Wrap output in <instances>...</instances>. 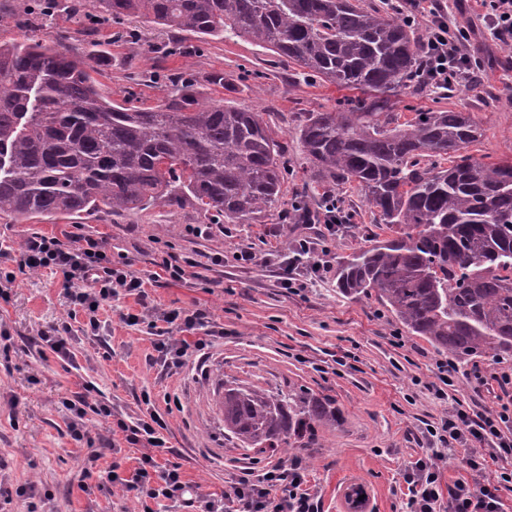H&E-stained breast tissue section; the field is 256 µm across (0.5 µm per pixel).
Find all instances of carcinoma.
<instances>
[{
	"instance_id": "obj_1",
	"label": "carcinoma",
	"mask_w": 512,
	"mask_h": 512,
	"mask_svg": "<svg viewBox=\"0 0 512 512\" xmlns=\"http://www.w3.org/2000/svg\"><path fill=\"white\" fill-rule=\"evenodd\" d=\"M174 32L244 37L302 73L358 90L300 129L312 189L353 183L391 232L343 260L336 287L375 297L406 331L458 360L512 357V161L467 153L465 112L386 111L422 63L414 25L364 0H97ZM0 215H114L191 198L245 224L282 208L275 140L248 106L201 103L186 80L148 109L98 92L87 63L44 40L0 45ZM333 401L303 389L224 388V435L277 453L319 447Z\"/></svg>"
}]
</instances>
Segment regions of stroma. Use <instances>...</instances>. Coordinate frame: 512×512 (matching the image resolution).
Instances as JSON below:
<instances>
[{"label":"stroma","instance_id":"obj_1","mask_svg":"<svg viewBox=\"0 0 512 512\" xmlns=\"http://www.w3.org/2000/svg\"><path fill=\"white\" fill-rule=\"evenodd\" d=\"M81 2V8L45 16L33 10L31 0H0V44L26 35L54 41L93 66L105 98L128 108L155 105L166 97L171 82L182 77L193 82L199 101L255 108L284 147L283 198L299 200L304 167L299 130L309 113L332 109L349 98V90L305 78L291 61L246 39L203 40L184 32L177 37L190 50L180 54L172 48L177 38L172 32L131 17L116 16L111 24L95 27L87 21L93 0ZM445 4L451 20L474 31L471 50L485 64L479 81L449 93L415 81L391 96V109L406 119L429 108L471 113L482 135L468 154L510 161L512 53L484 34L475 0ZM332 195L351 216L328 242L329 260L335 265L386 237L387 230L354 185L338 184ZM206 223L210 237L189 235V228ZM77 226L101 239L107 253L131 261L146 279L152 305L208 308L224 326L223 344L197 369L160 377L151 362L152 335L121 320L122 314L139 312L140 307L134 297L122 296L103 303L98 334L85 331L82 321H71L74 364L42 347L40 332L68 319L67 285L61 273L50 269L17 272V262L30 233L60 237ZM296 233L291 222L276 214L248 224L214 225L189 199L175 206L160 200L147 210L121 216L99 210L21 223L0 216V251L9 254L4 266L17 273L9 301L0 300V323L11 333L9 346L0 345V486L35 484L39 491L52 493L53 512H137L135 493L115 488L90 496L80 487L82 466L91 454L99 456L98 469L117 462L125 474L141 455L139 447L125 443L122 433L113 432L111 421L93 414L86 417L92 444L71 439L62 401L84 394L90 383L93 398L111 401L127 418L140 415L137 397L142 389H151L159 399L179 392L183 408L167 418L172 452L158 462L180 464L185 481L223 499L231 481L244 470L260 469L272 457L225 438L217 394L228 385L269 391L295 386L330 396L338 410V424L322 430L320 447L306 461L319 512H336V487L346 479L372 488L374 512H406L403 473L432 451L424 435L427 424L440 421L456 401L488 405L495 397L512 396V383L496 380L498 374H512V358L456 363L452 402L436 399L427 385L447 355L409 335L375 299L337 294L332 272L320 286L291 294L277 286L263 264L243 268L233 258L246 247L260 254L284 247ZM168 242L180 253H223L224 263L184 282L166 280L160 262ZM477 370L490 378L481 389L473 379ZM116 444L121 453H113Z\"/></svg>","mask_w":512,"mask_h":512}]
</instances>
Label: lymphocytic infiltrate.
<instances>
[{"label":"lymphocytic infiltrate","mask_w":512,"mask_h":512,"mask_svg":"<svg viewBox=\"0 0 512 512\" xmlns=\"http://www.w3.org/2000/svg\"><path fill=\"white\" fill-rule=\"evenodd\" d=\"M405 6L411 16L429 17L430 23L423 40L428 59L426 68L418 74L419 81L433 89L467 78L478 61L469 53L471 33L456 26L441 8L439 0H394ZM345 218L336 200L326 197L314 216L304 219V233L299 234L288 248L275 249L256 255L247 249L236 252V261L249 264L256 261L274 267L279 287L298 294L316 286L330 270L326 244L335 235L336 227ZM21 269L37 271L52 268L60 271L72 287L69 294L73 313L83 314L86 326L98 329V311L104 301L120 295L135 297L143 310L122 317L125 325H146L153 337L155 362L162 370H179L193 366L215 340L223 338L224 329L214 320L209 309L202 307L161 310L147 308L145 281L131 268L126 259H113L99 239L84 233H72L65 238L38 232L28 238L20 262ZM197 333L196 341L185 338ZM139 402L143 416L128 419L117 413L111 403L86 399L64 400L70 413L68 429L74 441H84L87 432L85 418L94 413L113 419L125 441L141 447L137 467L130 475H121L117 468L101 474L84 470L83 475L95 477V484H83L87 494L103 489L105 484L136 492L142 512H154L153 503L168 500L191 507L193 512H318V500L306 481V466L301 459L290 463L268 464L261 472H244L235 479L223 500H215L184 481L177 464L160 465L157 455L166 451V413L161 403L181 406L179 393L165 394L156 402L150 390H142ZM427 439L444 448L462 447L473 481L456 480L443 485L439 454L418 459L404 473L408 489L407 512H501V489L512 487V399L487 407L458 406L428 426ZM495 466L494 479H484L488 466Z\"/></svg>","instance_id":"1"}]
</instances>
